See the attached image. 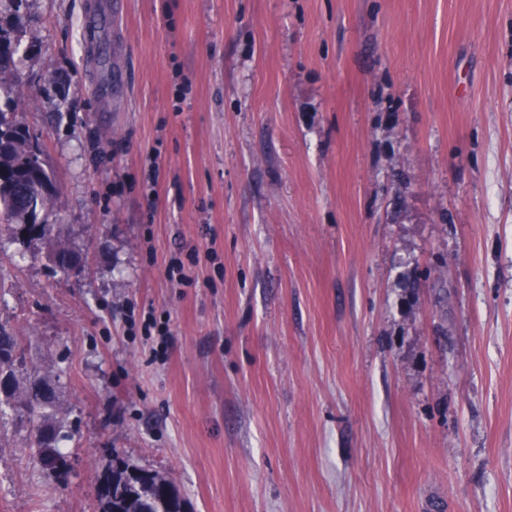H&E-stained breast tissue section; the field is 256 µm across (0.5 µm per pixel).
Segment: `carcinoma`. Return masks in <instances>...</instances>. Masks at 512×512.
<instances>
[{
    "label": "carcinoma",
    "instance_id": "cac0c4a2",
    "mask_svg": "<svg viewBox=\"0 0 512 512\" xmlns=\"http://www.w3.org/2000/svg\"><path fill=\"white\" fill-rule=\"evenodd\" d=\"M16 85L14 57H0V85ZM19 97H11L6 108H0V120H12V143L4 147L0 140V217L4 223L0 229L8 231L20 246L27 238L15 231V220L23 210L22 199L37 195L43 211L52 209L56 190L45 192L37 178L36 170L19 164V157L28 144L39 137L18 116ZM50 225L40 227L39 236L47 240L48 258L62 271L83 270L80 253L59 239L49 238ZM22 351L19 337L13 330L0 324V405L13 401L18 411L30 425L28 448L30 460L42 463L55 447L53 427L62 428L65 421L58 397L48 388L43 378L33 374L23 375ZM98 497L101 512H187L185 500L176 486L164 474L136 467L125 459L114 456L112 464L99 476Z\"/></svg>",
    "mask_w": 512,
    "mask_h": 512
}]
</instances>
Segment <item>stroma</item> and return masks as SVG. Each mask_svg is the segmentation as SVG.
Returning a JSON list of instances; mask_svg holds the SVG:
<instances>
[{
    "mask_svg": "<svg viewBox=\"0 0 512 512\" xmlns=\"http://www.w3.org/2000/svg\"><path fill=\"white\" fill-rule=\"evenodd\" d=\"M24 25L47 221L85 268L0 237V323L68 433L32 464L6 409L0 512H100L116 455L190 512H512V0H29Z\"/></svg>",
    "mask_w": 512,
    "mask_h": 512,
    "instance_id": "stroma-1",
    "label": "stroma"
}]
</instances>
